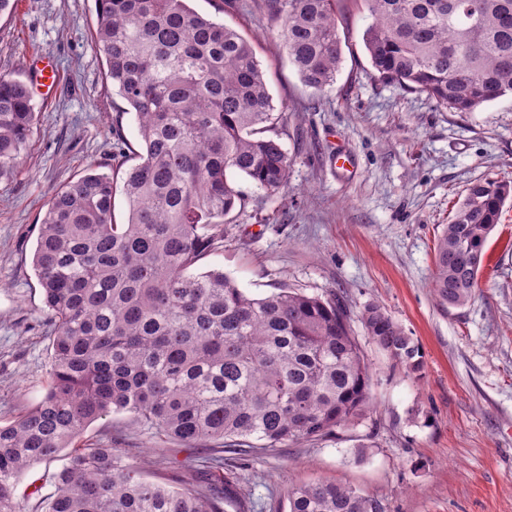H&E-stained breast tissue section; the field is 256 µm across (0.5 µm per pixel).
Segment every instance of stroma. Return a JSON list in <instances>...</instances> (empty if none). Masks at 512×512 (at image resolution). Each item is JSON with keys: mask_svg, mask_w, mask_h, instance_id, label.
Returning <instances> with one entry per match:
<instances>
[{"mask_svg": "<svg viewBox=\"0 0 512 512\" xmlns=\"http://www.w3.org/2000/svg\"><path fill=\"white\" fill-rule=\"evenodd\" d=\"M199 14L236 28L255 47L275 105L286 112L288 185L232 213L222 247L195 272L223 269L263 297L291 288L342 296L372 375L373 405L358 425L273 451L225 453L260 512H286L295 484L327 481L380 499L386 512H512V201L485 247L470 304L446 308L432 288L434 247L469 184L512 183V96L473 112L436 107L373 73L361 0H342V62L332 88L306 87L269 35L270 20L191 0ZM95 0H15L0 15V76L29 81L33 56H51L63 85L35 98L23 165L0 180V424L34 406L48 383L49 324L32 258L54 189L86 170L133 164L135 115L105 76L93 46ZM120 137H113V129ZM379 305L418 342L421 374L380 352L358 319ZM86 437L144 461L175 483L208 464V451L144 434L128 414L91 424ZM370 438L365 458L356 445ZM168 458L153 463L152 449Z\"/></svg>", "mask_w": 512, "mask_h": 512, "instance_id": "35a3bbf8", "label": "stroma"}]
</instances>
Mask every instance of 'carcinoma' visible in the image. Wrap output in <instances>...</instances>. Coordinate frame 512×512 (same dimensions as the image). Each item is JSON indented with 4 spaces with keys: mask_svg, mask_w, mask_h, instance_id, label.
I'll return each mask as SVG.
<instances>
[{
    "mask_svg": "<svg viewBox=\"0 0 512 512\" xmlns=\"http://www.w3.org/2000/svg\"><path fill=\"white\" fill-rule=\"evenodd\" d=\"M94 45L135 114L141 150L122 177L128 218L113 221L114 178L88 171L54 190L33 267L50 322L45 394L0 425V512H24L20 478L36 464L29 512H253L233 473L175 485L149 480L117 448L83 441L93 422L129 414L139 430L188 448L254 438L274 450L363 420L371 375L350 311L281 288L248 296L223 271L192 273L224 241V220L250 198L288 185L291 161L253 46L187 0H95ZM340 0H258L303 82L332 86L342 59ZM363 42L378 78L473 112L512 94V0H364ZM36 112L28 86L0 78V178L18 168ZM511 183L477 181L443 227L433 288L468 305L484 247ZM359 319L369 340L412 373L422 351L380 306ZM288 512H386L382 501L330 482L294 485Z\"/></svg>",
    "mask_w": 512,
    "mask_h": 512,
    "instance_id": "1",
    "label": "carcinoma"
}]
</instances>
